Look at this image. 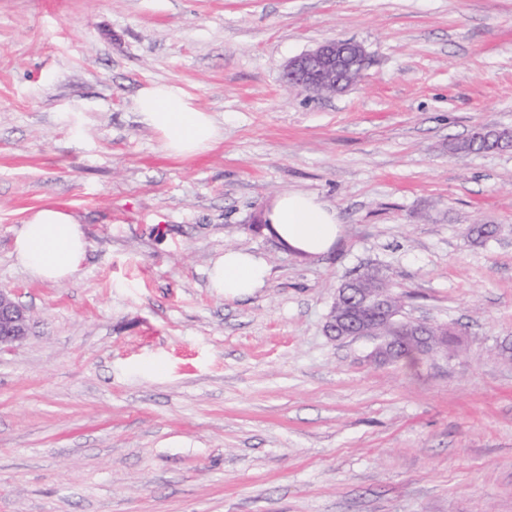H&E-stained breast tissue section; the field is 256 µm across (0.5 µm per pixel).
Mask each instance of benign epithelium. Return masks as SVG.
<instances>
[{"label": "benign epithelium", "mask_w": 512, "mask_h": 512, "mask_svg": "<svg viewBox=\"0 0 512 512\" xmlns=\"http://www.w3.org/2000/svg\"><path fill=\"white\" fill-rule=\"evenodd\" d=\"M366 51L358 43L331 40L288 60L284 82L310 94H322L331 87L349 88L362 72ZM350 296L341 314L331 310L325 329L336 340L373 336L379 339L373 357L381 363L403 358L410 350L431 355L429 340L420 323L400 318L401 310L375 288L338 289L337 298ZM31 318L9 291L0 289V353L22 342L29 333Z\"/></svg>", "instance_id": "7a95c632"}]
</instances>
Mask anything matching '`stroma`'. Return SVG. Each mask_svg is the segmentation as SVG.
<instances>
[{
	"label": "stroma",
	"instance_id": "35a3bbf8",
	"mask_svg": "<svg viewBox=\"0 0 512 512\" xmlns=\"http://www.w3.org/2000/svg\"><path fill=\"white\" fill-rule=\"evenodd\" d=\"M332 39L367 53L352 86L284 83ZM151 82L211 150L165 154ZM486 125L512 130V0H0V288L33 317L0 354V512H512V151L452 150ZM288 190L335 209L322 258L264 233ZM49 203L89 242L58 284L12 254ZM228 248L267 261L252 296L209 287ZM370 266L444 352L327 335ZM134 110L139 122L159 135L169 156H196L210 150L222 137L214 116L174 85L151 83L140 88Z\"/></svg>",
	"mask_w": 512,
	"mask_h": 512
}]
</instances>
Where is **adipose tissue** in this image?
<instances>
[{
	"label": "adipose tissue",
	"mask_w": 512,
	"mask_h": 512,
	"mask_svg": "<svg viewBox=\"0 0 512 512\" xmlns=\"http://www.w3.org/2000/svg\"><path fill=\"white\" fill-rule=\"evenodd\" d=\"M134 110L157 133L170 156L189 158L210 150L222 137L214 116L180 87L152 83L139 89ZM267 233L287 248L309 257L327 253L340 224L333 208L318 196L285 191L274 196L263 214ZM88 249L80 219L69 209L49 204L33 211L16 231L13 253L18 265L40 281L60 283L79 270ZM266 262L246 251L229 249L208 271L212 288L241 298L263 288Z\"/></svg>",
	"instance_id": "ef3b65f1"
}]
</instances>
